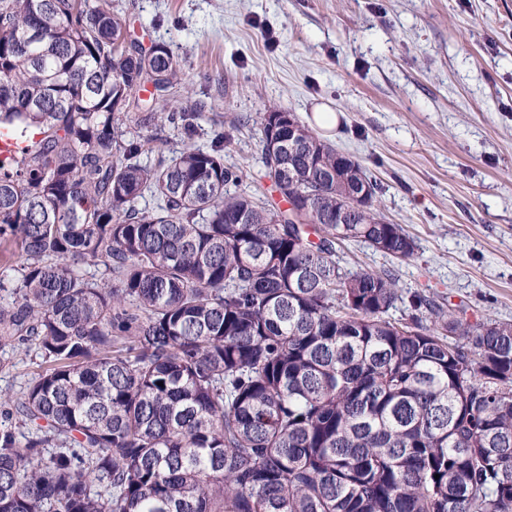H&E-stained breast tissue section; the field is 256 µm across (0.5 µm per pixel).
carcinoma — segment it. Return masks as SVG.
<instances>
[{"label": "carcinoma", "instance_id": "cac0c4a2", "mask_svg": "<svg viewBox=\"0 0 512 512\" xmlns=\"http://www.w3.org/2000/svg\"><path fill=\"white\" fill-rule=\"evenodd\" d=\"M179 80L112 0H0V126L40 136L0 159V348L40 358L0 394V512H512V323L341 265L417 245L302 122L277 158L252 119L281 208L200 109L129 111Z\"/></svg>", "mask_w": 512, "mask_h": 512}]
</instances>
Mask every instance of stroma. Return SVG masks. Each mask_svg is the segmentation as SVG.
Listing matches in <instances>:
<instances>
[{"label": "stroma", "instance_id": "stroma-1", "mask_svg": "<svg viewBox=\"0 0 512 512\" xmlns=\"http://www.w3.org/2000/svg\"><path fill=\"white\" fill-rule=\"evenodd\" d=\"M132 39L181 61L170 107L245 119L224 150L247 192L274 196L255 113L310 123L381 185L378 208L415 239L406 261L351 241L349 268L390 269L407 293L471 321L512 322V0H112ZM35 353L0 350V391L18 392Z\"/></svg>", "mask_w": 512, "mask_h": 512}]
</instances>
